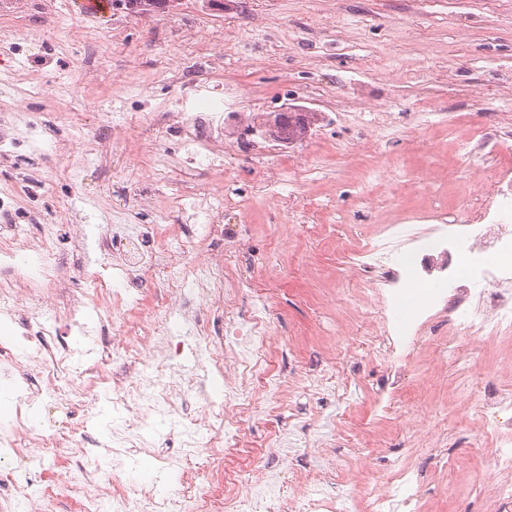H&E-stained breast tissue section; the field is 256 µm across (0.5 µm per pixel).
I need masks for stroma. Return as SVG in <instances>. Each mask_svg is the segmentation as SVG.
Returning a JSON list of instances; mask_svg holds the SVG:
<instances>
[{"label":"stroma","mask_w":512,"mask_h":512,"mask_svg":"<svg viewBox=\"0 0 512 512\" xmlns=\"http://www.w3.org/2000/svg\"><path fill=\"white\" fill-rule=\"evenodd\" d=\"M53 12L84 27L111 57L112 71L74 82L50 104L31 100L29 109L41 116L46 138L58 136L57 111L75 113L86 130L104 109L174 111L185 78L203 80L228 112L251 116L302 106L315 113L318 122L303 142L274 148L248 136L225 156L223 170L179 165L173 179L186 193L218 189L241 201V209L225 212L224 221L233 232L229 247L239 253L241 310L264 300L277 343L289 352L273 363L288 380L283 422L322 428L332 423L339 408L335 397L308 391L293 370L316 369L331 354L345 323L338 297L355 274L340 262L346 240L294 234L281 201L307 199L322 223L351 224L364 233L384 218L360 204L363 188L382 198L394 191L389 172L418 173L434 160L451 165L462 137L455 119L489 127L499 123L501 112L512 111V0H181L163 14L140 16L116 6L104 18L77 12L72 0H0V30L30 39L16 67L47 86L89 63L83 45L43 29ZM187 56L196 66L183 75L179 63ZM484 97L490 105L471 108V101ZM382 112L390 115L386 130L378 127ZM128 140L178 153L177 138L130 126L124 141L103 144L101 162L79 194L50 178L49 169L67 162L54 157L48 170L33 172L46 207L77 208L87 194L102 203L86 211L87 223L108 224L118 208L132 223H159L151 205L157 188L142 176L147 159L126 154ZM392 380L377 354H357L347 399L356 409L361 445L326 439L316 448V463L341 473L338 492L349 498L352 512H368L357 471L379 477L397 464L425 472V512H479L481 498L448 492L452 478L478 480L483 496L493 488L492 450L474 441L484 412L454 397L456 362L423 347L400 378L403 402L438 404L447 413L453 461L447 473L425 451L422 429L433 424L432 416H420L416 429L408 430L375 407V393Z\"/></svg>","instance_id":"stroma-1"}]
</instances>
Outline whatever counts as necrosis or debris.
<instances>
[{
    "label": "necrosis or debris",
    "instance_id": "1",
    "mask_svg": "<svg viewBox=\"0 0 512 512\" xmlns=\"http://www.w3.org/2000/svg\"><path fill=\"white\" fill-rule=\"evenodd\" d=\"M4 74L21 98L0 113V169L15 170L26 153L51 158L67 152L68 144L42 139L26 105L29 76L10 67ZM223 108L220 100L201 96L190 112L101 113L92 139L82 141L79 157L59 175L80 187L99 160L102 141L118 139L133 121L177 124L184 164L222 166L232 149ZM459 147L471 160L454 206L437 203L440 189L429 173L412 176L414 189L436 201L425 223L394 216L377 227L369 246L350 253L348 263L359 271L357 327L337 340L318 377L304 375L311 389L348 384L345 359L381 335L388 338L384 359L398 374L423 343L465 360L473 346L512 337V122L471 131ZM237 206L205 190L189 196L174 191L163 206L171 223L81 226L80 240L106 260L83 268L84 287L76 291L59 266L70 206L45 208L25 177L0 189V379L16 399L12 416L0 420V512H17L23 503L29 512H53L61 498L78 512H272L279 491L274 458H303L308 451L279 425L286 384L270 369L275 350L265 310L247 318L239 312L233 262L217 247L228 232L224 213ZM36 218L41 226L33 237L26 225ZM491 255L496 263H488ZM149 283L163 291L150 307L143 297ZM198 303L219 313L223 333L199 319ZM441 325L451 338L439 337ZM74 332L82 347L69 345ZM190 348L201 368L224 375L223 401L207 403L194 416L183 412L185 399L198 393L196 377L181 363ZM22 363L37 372L38 387L15 383ZM481 377L466 368L458 393L482 405V437L496 449L488 512H512V396L478 394ZM104 400L122 415L107 439H92L60 416L64 409L93 416ZM258 416L273 428L264 442L267 456L251 457L244 426ZM162 429L209 459L205 480L184 469L170 491L149 481L126 485L91 455L94 446L151 447ZM50 457L61 467L57 481L19 483L18 471L42 468ZM328 484L323 468H308L299 512H346ZM362 492L370 512H391L396 505L421 512L423 478L403 467L365 481Z\"/></svg>",
    "mask_w": 512,
    "mask_h": 512
}]
</instances>
